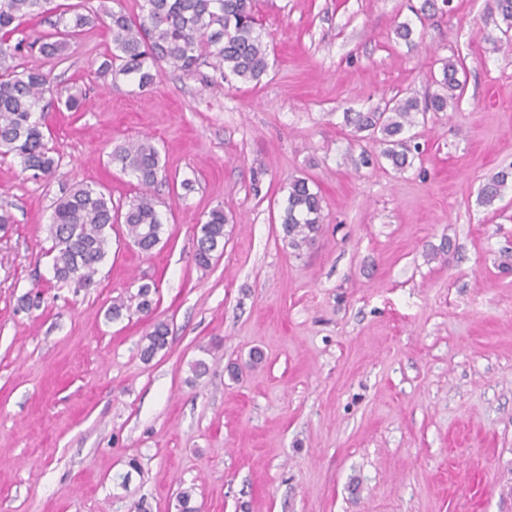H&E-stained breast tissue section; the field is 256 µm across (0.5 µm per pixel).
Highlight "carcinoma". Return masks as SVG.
Masks as SVG:
<instances>
[{"label": "carcinoma", "instance_id": "carcinoma-1", "mask_svg": "<svg viewBox=\"0 0 512 512\" xmlns=\"http://www.w3.org/2000/svg\"><path fill=\"white\" fill-rule=\"evenodd\" d=\"M52 0H0V154L16 159L32 178H50L60 159L48 146L43 131L41 103L50 98L69 112L82 109V99L65 87L52 83L40 70L18 71L16 60L34 46L48 57H63L70 41L81 28L95 21L104 24L112 36V54L100 65L103 74L117 72L137 80L138 87H153L164 68L191 72L208 65L224 78L234 76L243 82L259 81L266 73L268 48L262 28L255 19L252 0H139L138 12L115 11L100 0L99 9L66 18L59 13L62 29L53 37L32 42L15 38L24 19H35L51 12ZM498 16V34H486L494 47L512 46V0H490L487 17ZM458 69L452 62L443 65L435 93L419 106L413 97L392 98L370 112L346 115V124L370 135L383 145L381 156L392 168L402 171L411 165V137L406 130L416 124L418 115L444 112L448 101L457 100L462 89ZM111 160L132 174L144 188L126 208L112 205V198L89 186L64 189L51 216L52 270L56 281L76 288L94 284L98 267L109 248L112 225H125L126 236L144 253L161 241L163 223L157 202L148 193L163 174L158 149L148 139L132 142L111 153ZM512 173L501 170L481 188L479 202L490 206L502 196ZM282 239L299 251L312 244L321 231L322 198L311 191L308 182L297 178L289 183L287 203L280 214ZM228 223L224 209H212L204 222L196 225V263L207 268L224 250ZM155 285L139 286L135 304L115 300L109 309L113 320L124 314L148 316L154 310ZM168 325L159 322L143 337L141 356L149 361L168 345Z\"/></svg>", "mask_w": 512, "mask_h": 512}]
</instances>
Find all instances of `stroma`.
<instances>
[{
	"instance_id": "35a3bbf8",
	"label": "stroma",
	"mask_w": 512,
	"mask_h": 512,
	"mask_svg": "<svg viewBox=\"0 0 512 512\" xmlns=\"http://www.w3.org/2000/svg\"><path fill=\"white\" fill-rule=\"evenodd\" d=\"M422 3L255 0L256 84L206 65L148 90L100 75L99 25L63 58H21L87 106L46 109L55 177L0 157V512H177L186 487L200 512H512V185L478 202L512 167V49L484 41L487 0L421 22ZM450 59L461 98L410 128L397 172L344 116L427 101ZM145 138L165 168L161 242L142 253L114 225L94 285L57 283L62 188L127 203L137 181L108 155ZM298 177L323 206L299 252L279 220ZM216 207L231 222L203 269L193 230ZM146 282L151 318H108ZM30 292L40 307L18 310ZM157 322L169 344L146 361ZM512 173L508 170H501L492 176L481 188L479 202L485 206H491L498 198L502 196Z\"/></svg>"
}]
</instances>
